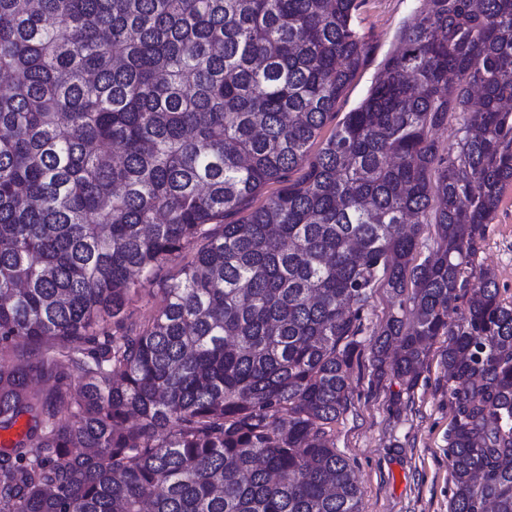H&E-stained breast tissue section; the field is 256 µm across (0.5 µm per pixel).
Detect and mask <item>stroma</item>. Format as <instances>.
Masks as SVG:
<instances>
[{
  "label": "stroma",
  "mask_w": 512,
  "mask_h": 512,
  "mask_svg": "<svg viewBox=\"0 0 512 512\" xmlns=\"http://www.w3.org/2000/svg\"><path fill=\"white\" fill-rule=\"evenodd\" d=\"M425 4L426 0H363L355 24L365 35L369 52L336 107L338 115L363 101L405 25ZM182 264L179 257L161 264L155 278L127 303L126 324L137 325L153 315ZM473 271L492 274L501 298L512 301V184L505 187L478 246ZM396 304L384 288L376 289L369 302L348 408L333 431L335 448L354 470L360 512H449L453 483L448 436L454 408L441 361L446 341L441 336L431 341L413 389H405L392 375L378 374L371 346Z\"/></svg>",
  "instance_id": "stroma-1"
}]
</instances>
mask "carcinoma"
<instances>
[{
  "label": "carcinoma",
  "mask_w": 512,
  "mask_h": 512,
  "mask_svg": "<svg viewBox=\"0 0 512 512\" xmlns=\"http://www.w3.org/2000/svg\"><path fill=\"white\" fill-rule=\"evenodd\" d=\"M359 7L0 0V430L27 419L0 512H359L330 432L369 300L408 274L375 367L410 389L446 337L450 512H512V301L464 276L512 184V0H427L322 140ZM189 247L162 307L106 330Z\"/></svg>",
  "instance_id": "carcinoma-1"
}]
</instances>
